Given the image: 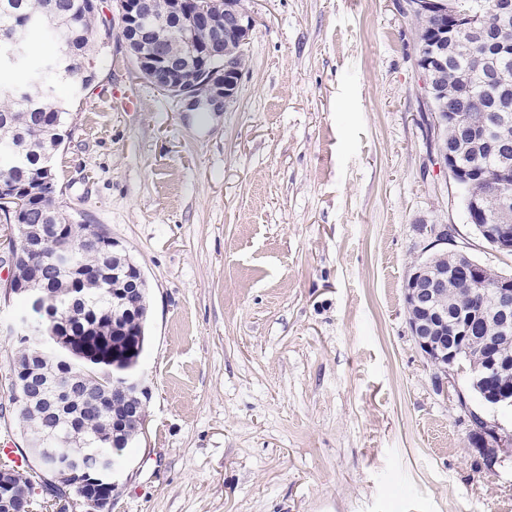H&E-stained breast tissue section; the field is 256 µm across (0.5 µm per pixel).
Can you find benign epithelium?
I'll list each match as a JSON object with an SVG mask.
<instances>
[{"mask_svg": "<svg viewBox=\"0 0 512 512\" xmlns=\"http://www.w3.org/2000/svg\"><path fill=\"white\" fill-rule=\"evenodd\" d=\"M146 0H117L119 20L122 26V41L129 56L135 62L139 71L148 80L168 95L180 100H187L193 106L211 103L217 99L230 103L235 100L241 75L243 58L241 48L248 43L255 25V19L246 4V0H203L194 12L182 11L184 0H168L166 19L149 21L144 15ZM453 18V24L447 27L448 33L432 48L423 63L425 78V95L435 99L440 98V76L448 68L449 58L456 48L446 45V41L458 39L456 34L458 19L462 12L453 7L448 10ZM224 17V47L211 43L200 46L197 35L201 27L209 26L211 18ZM174 21L182 28L186 41V55L180 60L171 59L162 45L161 30L165 20ZM50 18H31L18 25L0 29V41L8 46L4 57L0 58V66L8 68L27 57L31 46L28 39L30 28L46 27ZM488 117L475 121L464 113L455 116L456 128L469 133L474 140L483 144H492L485 135ZM499 181L490 184L484 190L471 198V209L468 220L480 221L477 225L479 236L494 246L500 253L512 254V153L498 150ZM436 157L439 165L453 178L470 165L467 158L456 153L449 144L439 141ZM493 193L497 196L499 205L495 214L489 216L482 208L483 195ZM0 212L5 214L8 224L12 227V240L7 242L9 252L13 253L18 245H23L30 262L39 266L50 263L59 273L66 274L76 269L72 252L68 244L57 242L56 253L52 260H47L44 244L49 237L31 239L27 235V223L31 219L29 208L16 193L9 190L6 180L0 181ZM427 245L426 256L414 265L409 277L404 282V303L406 312L419 309L432 317L435 326H449L450 335L459 346L469 344L473 339L474 326L478 319L486 314L501 318L503 332H509L512 327V280L500 279L481 292L482 303L479 308L465 316L448 319V310L439 306L437 299L438 288L448 283V269L442 262L453 264L458 270V276L471 287H481L486 284L485 268L469 260L462 252L448 248L453 242L452 229L446 224H425ZM8 293L20 297L25 302L40 311H45L51 304L50 296L43 291L31 288H21L9 278L3 284ZM408 322L415 343L433 367V380L441 393L453 389L457 396L465 398V392H477L480 401L487 407L498 410L512 407V392H500L495 388L494 379L502 368L512 365L508 359L497 351V346L485 343L481 360L469 366L456 364V354L445 347L440 340L432 338L429 324L408 316ZM66 321L59 317H44L34 325L21 322L24 331L34 330L38 336H47L53 349L68 346L69 337L65 336ZM464 374L466 389L456 384L455 377ZM145 390L138 373L119 370L112 376L109 389L112 399L125 401L126 410L123 414L112 416V427L124 428L128 425L142 433L145 430L146 415L142 402L136 393ZM73 390L65 384L53 393L45 396L50 406L64 409L73 401ZM53 433L47 432L35 439L26 440L28 456L38 458L54 453ZM471 443L482 456L487 470H495L502 459L512 454V437L500 432L497 422L482 419L471 434ZM85 450L75 451L63 461L55 465L54 477L50 480L57 491L52 498L41 501L37 497L38 490L30 485H13L10 479L16 473L9 469L0 470V487L10 489L6 512H42L45 504H54L56 509L65 512H110L112 508V492L115 490V477L121 471L119 461L103 452L101 462L91 481L100 487L97 495H88L78 490H70L72 482L69 478L82 470V460Z\"/></svg>", "mask_w": 512, "mask_h": 512, "instance_id": "1", "label": "benign epithelium"}]
</instances>
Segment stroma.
<instances>
[{
    "instance_id": "35a3bbf8",
    "label": "stroma",
    "mask_w": 512,
    "mask_h": 512,
    "mask_svg": "<svg viewBox=\"0 0 512 512\" xmlns=\"http://www.w3.org/2000/svg\"><path fill=\"white\" fill-rule=\"evenodd\" d=\"M235 100L200 114L120 36L53 158L61 209L142 270L146 426L112 512H512L473 416L438 392L403 285L424 224L512 274L468 224L430 143L409 0H251ZM0 295V435L21 447Z\"/></svg>"
}]
</instances>
